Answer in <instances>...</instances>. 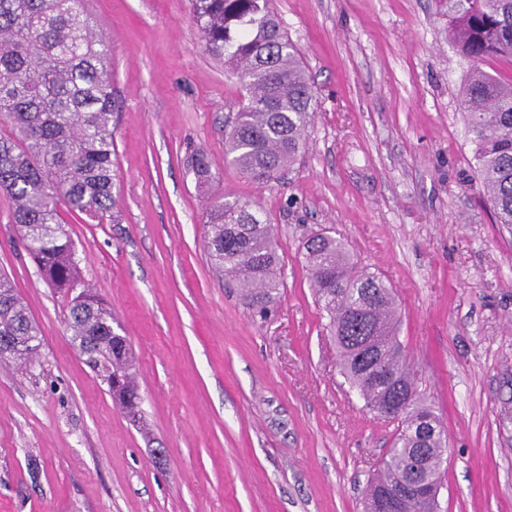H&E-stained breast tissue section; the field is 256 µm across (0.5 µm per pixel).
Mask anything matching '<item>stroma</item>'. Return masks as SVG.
Returning <instances> with one entry per match:
<instances>
[{
  "label": "stroma",
  "mask_w": 512,
  "mask_h": 512,
  "mask_svg": "<svg viewBox=\"0 0 512 512\" xmlns=\"http://www.w3.org/2000/svg\"><path fill=\"white\" fill-rule=\"evenodd\" d=\"M317 109L298 163L261 185L224 163L236 75L205 50L189 0H87L112 47L118 202L61 210L81 278L135 357L130 421L67 329L0 194V272L41 333L0 362V512H363L392 423L340 374L303 258L335 232L384 275L399 340L448 440L438 512H512V231L476 178L462 88L470 64L441 0H274ZM208 154L198 187L186 166ZM258 204L281 294L254 316L212 268L206 210ZM189 171H191L196 179L198 186L203 187L212 179V161L203 152H197L191 155L187 162Z\"/></svg>",
  "instance_id": "stroma-1"
}]
</instances>
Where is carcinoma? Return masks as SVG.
I'll list each match as a JSON object with an SVG mask.
<instances>
[{"label": "carcinoma", "mask_w": 512, "mask_h": 512, "mask_svg": "<svg viewBox=\"0 0 512 512\" xmlns=\"http://www.w3.org/2000/svg\"><path fill=\"white\" fill-rule=\"evenodd\" d=\"M448 37L472 63L463 118L472 133L479 185L496 223L512 227V79L482 68L512 61V0H445ZM206 51L242 82V101L229 117L224 162L257 183H277L299 160L317 96L271 0H192ZM111 47L100 37L86 0H0V192L14 200L16 224L44 280L71 294V339L103 378L121 375L112 398L138 413V387L126 337L112 311L83 283L75 247L61 224L63 207L102 220L117 204L112 161ZM198 186L212 179V161L191 155ZM207 252L212 267L232 276L247 305L265 319L280 294L272 225L256 204L235 197L210 204ZM304 258L317 301L329 317L341 374L375 414L399 390L409 398L396 420L391 448L369 484L370 501L404 482L441 484L438 457L448 441L425 394L417 390L397 339L391 283L354 271L342 239L308 237ZM10 359L30 363L40 333L9 278L0 274V337Z\"/></svg>", "instance_id": "carcinoma-1"}]
</instances>
